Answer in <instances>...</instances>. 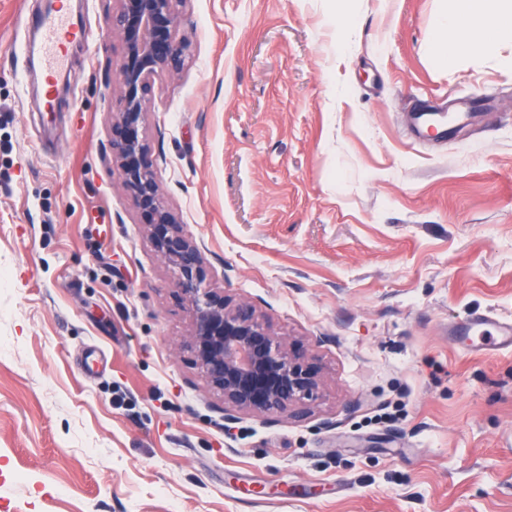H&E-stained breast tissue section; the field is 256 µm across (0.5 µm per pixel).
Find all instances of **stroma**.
Instances as JSON below:
<instances>
[{"instance_id": "stroma-1", "label": "stroma", "mask_w": 512, "mask_h": 512, "mask_svg": "<svg viewBox=\"0 0 512 512\" xmlns=\"http://www.w3.org/2000/svg\"><path fill=\"white\" fill-rule=\"evenodd\" d=\"M450 0H189L144 124L213 287L326 368L303 419L239 411L112 165L117 0L45 107L0 0V512H512V45L448 62ZM352 24L336 53L338 20ZM479 104L445 140L419 104ZM412 116L414 129L418 135L432 131L435 137L446 138L448 136V125L445 123L446 112L436 110L431 105L427 108L421 106L412 112ZM452 335L458 339L479 336L483 339L482 347L491 346L498 349L512 346V324L501 323L488 315L472 316L457 323L452 329Z\"/></svg>"}]
</instances>
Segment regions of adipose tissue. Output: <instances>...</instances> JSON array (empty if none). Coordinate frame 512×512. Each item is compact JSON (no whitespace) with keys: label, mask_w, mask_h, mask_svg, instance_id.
<instances>
[{"label":"adipose tissue","mask_w":512,"mask_h":512,"mask_svg":"<svg viewBox=\"0 0 512 512\" xmlns=\"http://www.w3.org/2000/svg\"><path fill=\"white\" fill-rule=\"evenodd\" d=\"M439 50L456 57L471 47L493 56L512 43V0H456L439 24Z\"/></svg>","instance_id":"adipose-tissue-1"}]
</instances>
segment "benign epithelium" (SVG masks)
Here are the masks:
<instances>
[{
    "instance_id": "7a95c632",
    "label": "benign epithelium",
    "mask_w": 512,
    "mask_h": 512,
    "mask_svg": "<svg viewBox=\"0 0 512 512\" xmlns=\"http://www.w3.org/2000/svg\"><path fill=\"white\" fill-rule=\"evenodd\" d=\"M106 23L123 42L120 103L112 113V164L132 197L139 223L155 251L171 265L192 309L188 347L212 389L234 410L306 414L316 398L323 366L296 342L269 330L252 305L235 303L211 287L212 272L199 245L183 231L181 219L163 198L151 150L143 134L155 79L179 73L187 44L178 38L188 0H118Z\"/></svg>"
}]
</instances>
